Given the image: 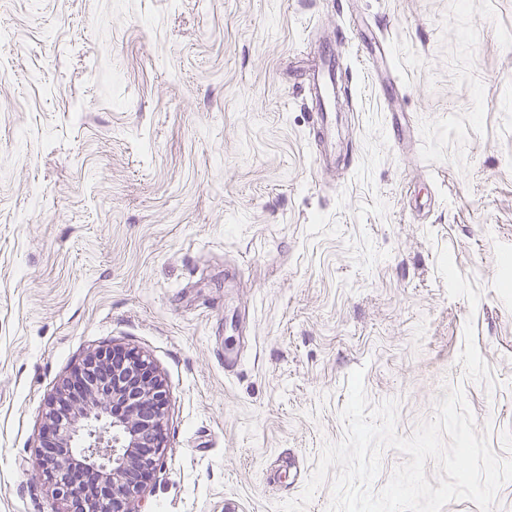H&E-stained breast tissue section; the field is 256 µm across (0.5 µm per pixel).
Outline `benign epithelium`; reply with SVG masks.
Returning a JSON list of instances; mask_svg holds the SVG:
<instances>
[{
    "label": "benign epithelium",
    "instance_id": "1",
    "mask_svg": "<svg viewBox=\"0 0 512 512\" xmlns=\"http://www.w3.org/2000/svg\"><path fill=\"white\" fill-rule=\"evenodd\" d=\"M168 397L166 379L141 351L107 345L80 359L48 396L36 454L67 512H134L169 448Z\"/></svg>",
    "mask_w": 512,
    "mask_h": 512
}]
</instances>
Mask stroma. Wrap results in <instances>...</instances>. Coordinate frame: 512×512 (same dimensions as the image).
<instances>
[{
  "label": "stroma",
  "mask_w": 512,
  "mask_h": 512,
  "mask_svg": "<svg viewBox=\"0 0 512 512\" xmlns=\"http://www.w3.org/2000/svg\"><path fill=\"white\" fill-rule=\"evenodd\" d=\"M105 344L169 388L135 512H278L358 368L399 435L459 387L502 453L512 0H0V512H58L45 401ZM338 81V72L336 67V60L332 53H328L320 66L312 72L308 82V96L311 100L312 106L318 108L316 115L320 116L322 125L328 124L327 103L330 97V91L334 89V85Z\"/></svg>",
  "instance_id": "35a3bbf8"
}]
</instances>
